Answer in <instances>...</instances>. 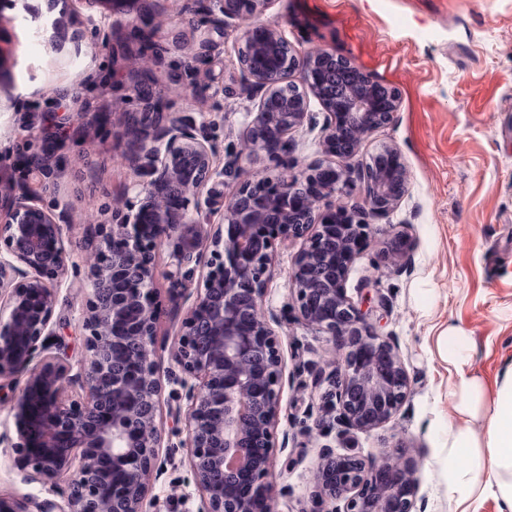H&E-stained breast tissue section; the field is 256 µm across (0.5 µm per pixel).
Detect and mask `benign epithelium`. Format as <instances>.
I'll use <instances>...</instances> for the list:
<instances>
[{
    "label": "benign epithelium",
    "instance_id": "benign-epithelium-1",
    "mask_svg": "<svg viewBox=\"0 0 512 512\" xmlns=\"http://www.w3.org/2000/svg\"><path fill=\"white\" fill-rule=\"evenodd\" d=\"M214 3L224 26L240 30L238 60L260 93L247 113L244 148L280 161L291 134L304 126L315 130L314 98L326 113L321 152L339 163L319 161L289 179L246 177L224 200V223L202 240L188 211L201 186L222 175L212 167L214 145L198 137L189 115L166 122L162 112L129 114L127 134L137 153L128 162L138 175L139 160L146 159L150 180L133 184L143 196L135 213L95 230L84 318L88 358L76 371L50 328L71 239L52 212L34 205L16 202L0 216V381L17 385L16 393L0 396V405L14 420L27 479L65 480V512H148L164 443L157 421L162 383L153 360L160 317L153 260L170 245L172 282L188 277L191 264L208 268L172 351L195 379L177 421L187 433L181 447L203 512L272 510L266 478L282 359L262 297L276 241H303L289 287L297 322L328 336L336 354L337 422L372 430L407 399L408 376L397 353L377 337L346 288L373 233L369 217L390 215L406 193V166L396 148L382 145L367 160L360 152L372 132L394 121L399 92L324 49L297 58L276 23L242 25L269 0ZM297 69L300 86L289 80ZM336 70L352 79L340 95L327 89ZM358 179L368 185L360 202L350 200ZM412 253V241L396 232L381 258L403 268ZM313 480L319 496L334 502L331 512L414 507L408 462H367L325 448Z\"/></svg>",
    "mask_w": 512,
    "mask_h": 512
}]
</instances>
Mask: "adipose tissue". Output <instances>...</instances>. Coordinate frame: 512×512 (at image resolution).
<instances>
[{
	"label": "adipose tissue",
	"instance_id": "ef3b65f1",
	"mask_svg": "<svg viewBox=\"0 0 512 512\" xmlns=\"http://www.w3.org/2000/svg\"><path fill=\"white\" fill-rule=\"evenodd\" d=\"M475 341L449 326L447 361L457 381L448 398L458 416L448 427V497L454 512H470L475 494L487 493L499 512H512V367L488 406H481L482 383L472 370Z\"/></svg>",
	"mask_w": 512,
	"mask_h": 512
}]
</instances>
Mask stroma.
<instances>
[{"instance_id": "obj_1", "label": "stroma", "mask_w": 512, "mask_h": 512, "mask_svg": "<svg viewBox=\"0 0 512 512\" xmlns=\"http://www.w3.org/2000/svg\"><path fill=\"white\" fill-rule=\"evenodd\" d=\"M150 16L104 12L88 0H0V185L52 210L71 225L68 272L57 290L53 330L71 364L87 355L83 311L90 293L87 223L118 224L140 206L125 162L132 152L129 113L145 111L137 84H149L164 112L192 116L217 151L219 191L239 184L226 166L240 155L252 173L273 170L244 156L248 110L258 102L238 61L239 32L212 0H146ZM264 20L280 24L296 55L321 48L349 59L401 95L395 120L374 131L363 154L398 149L408 190L400 207L373 219L374 234L356 260L347 293L366 322L399 355L410 391L382 427L336 424L327 336L299 325L288 275L300 242L277 243L262 300L284 363L269 475L274 512H329L314 495L323 449L355 451L366 461L396 455L415 469L416 512H450L446 458L449 374L440 336L457 325L473 336L474 367L493 399L512 364V0H270ZM414 242L413 263L381 260L391 234ZM168 250L155 256L156 295L166 315L156 329L166 447L150 512H201L185 461L191 379L172 360L181 321L202 286L194 271L171 295ZM17 434L0 408V494L28 512L61 502L58 485L23 480Z\"/></svg>"}]
</instances>
